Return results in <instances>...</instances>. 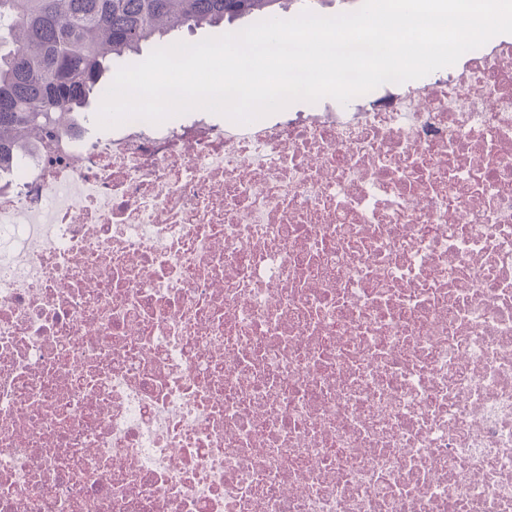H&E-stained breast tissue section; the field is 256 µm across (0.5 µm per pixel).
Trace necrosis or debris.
Here are the masks:
<instances>
[{
  "label": "necrosis or debris",
  "instance_id": "1",
  "mask_svg": "<svg viewBox=\"0 0 512 512\" xmlns=\"http://www.w3.org/2000/svg\"><path fill=\"white\" fill-rule=\"evenodd\" d=\"M0 512H512V34L20 154Z\"/></svg>",
  "mask_w": 512,
  "mask_h": 512
}]
</instances>
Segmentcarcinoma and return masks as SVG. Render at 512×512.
<instances>
[{
  "label": "carcinoma",
  "instance_id": "cac0c4a2",
  "mask_svg": "<svg viewBox=\"0 0 512 512\" xmlns=\"http://www.w3.org/2000/svg\"><path fill=\"white\" fill-rule=\"evenodd\" d=\"M333 0H0V172L102 99L112 61L183 29Z\"/></svg>",
  "mask_w": 512,
  "mask_h": 512
}]
</instances>
